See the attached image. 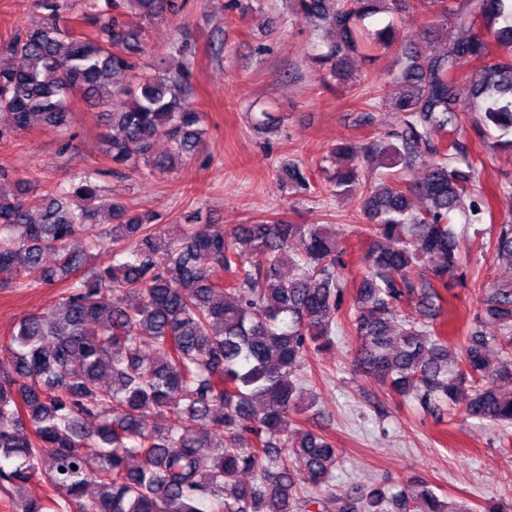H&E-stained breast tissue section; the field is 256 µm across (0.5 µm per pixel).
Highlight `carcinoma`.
<instances>
[{"label": "carcinoma", "mask_w": 512, "mask_h": 512, "mask_svg": "<svg viewBox=\"0 0 512 512\" xmlns=\"http://www.w3.org/2000/svg\"><path fill=\"white\" fill-rule=\"evenodd\" d=\"M289 2L325 32L315 61L333 79L351 78L357 56L390 53L399 65L380 86L381 101L399 114L395 141L344 142L322 158L329 192L356 200L375 236L348 316L358 366L426 412L512 425V389L501 384L512 378V287L485 294L458 350L442 324L411 310L442 308L439 288L458 262L451 215L467 197L474 216L490 208L458 167L468 137L461 114L478 111L480 123L512 135V0H420L443 31L466 32L435 54L400 40L392 23L362 25L406 11L411 0ZM175 6L34 0L37 20L0 40V117L8 118L0 140L35 116L63 129L74 98L96 97L107 108L103 143L116 167L163 176L191 160L205 114L190 101L187 63L136 73L146 28ZM134 14L142 23L129 22ZM71 15L94 33L76 35ZM464 61L472 64L465 74ZM426 156L422 177L405 181ZM360 158L396 173L368 184L352 165ZM279 180L310 192L298 162ZM414 195L424 202L416 211ZM100 197L87 172L39 194L28 180L16 194L0 193V288L66 284L54 316L19 323L13 371L0 372V484L51 489L24 497L20 512H310L321 498L304 494L305 485L328 492L336 512H471L424 483L338 495L334 441L301 427L316 395L300 374L310 350L336 339V228L274 220L228 232L192 215L161 253L148 210L113 202V224L97 229ZM85 256L100 261L78 277ZM494 259L512 265V227H501ZM224 271L227 283L215 276ZM485 321L500 334L485 335ZM495 348L508 361L492 371Z\"/></svg>", "instance_id": "cac0c4a2"}]
</instances>
